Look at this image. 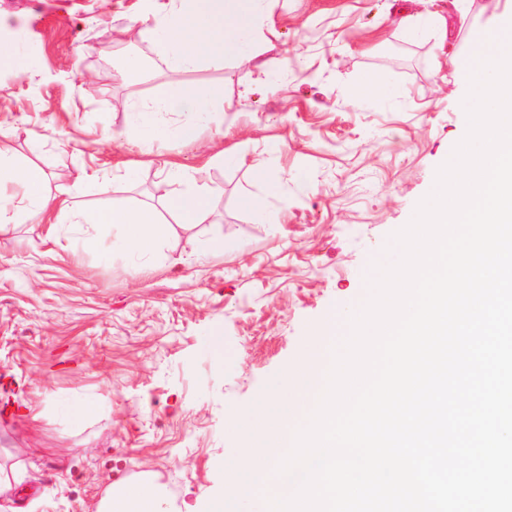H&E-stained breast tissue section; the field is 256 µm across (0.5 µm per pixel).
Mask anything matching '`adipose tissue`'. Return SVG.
Masks as SVG:
<instances>
[{"label":"adipose tissue","mask_w":512,"mask_h":512,"mask_svg":"<svg viewBox=\"0 0 512 512\" xmlns=\"http://www.w3.org/2000/svg\"><path fill=\"white\" fill-rule=\"evenodd\" d=\"M273 0H169L149 17L138 37H149L155 56L168 71L184 74L200 70L224 58L239 65H250L255 55L250 50L272 15ZM214 91L206 85L170 83L158 88L148 99L135 100L129 112L132 124L128 142L143 144L174 138L194 141L210 115L220 111ZM172 115L167 126L155 124L154 114ZM206 167L190 171L168 170L176 185L166 200L167 209L176 215V224L160 221L156 211L113 197L108 204L88 209L76 208L72 193L51 194L46 188L42 167L18 160L0 149V233L23 223L30 214L47 216L50 224L63 222L82 227L80 247L100 251L105 240L123 250L150 256L174 234L176 228L207 223L214 193L206 178ZM97 512H166L164 503L149 483L110 485Z\"/></svg>","instance_id":"ef3b65f1"}]
</instances>
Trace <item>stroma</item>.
Returning <instances> with one entry per match:
<instances>
[{"instance_id": "stroma-1", "label": "stroma", "mask_w": 512, "mask_h": 512, "mask_svg": "<svg viewBox=\"0 0 512 512\" xmlns=\"http://www.w3.org/2000/svg\"><path fill=\"white\" fill-rule=\"evenodd\" d=\"M166 2L0 0V47L26 66L0 63V148L39 164L49 192L127 163L125 197L163 211L173 186L160 151L209 164L216 190L210 223L177 231L149 260L60 247L37 217L0 235V468L19 474L0 512H95L127 479L149 480L168 512L216 498L254 512L235 493L248 481L232 467L235 419L273 414L282 372L305 363L329 311L366 292L372 257L464 138L470 56L512 4L278 0L258 63L175 75L148 40L123 41ZM132 55L153 78L125 69ZM273 58L274 73L262 66ZM373 74L385 93L359 96ZM172 81L215 88L223 111L193 142L129 147L130 102ZM224 153L245 162L219 163ZM257 163L276 193L253 178ZM244 194L277 222L241 210ZM205 238L223 239V254H200ZM84 404L92 413L77 416Z\"/></svg>"}]
</instances>
